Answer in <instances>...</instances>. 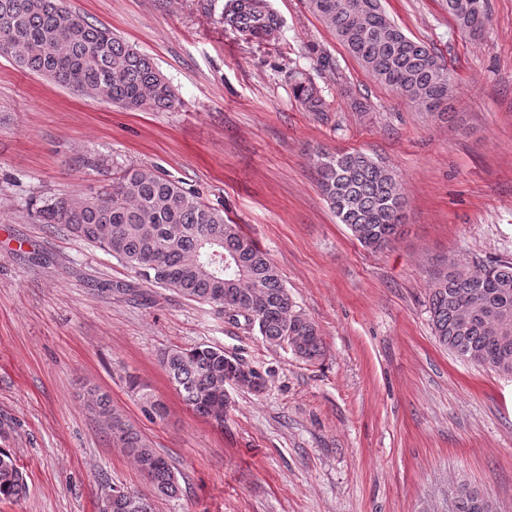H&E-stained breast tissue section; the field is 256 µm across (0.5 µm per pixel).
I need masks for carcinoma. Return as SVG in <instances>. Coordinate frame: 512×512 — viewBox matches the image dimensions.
<instances>
[{
	"mask_svg": "<svg viewBox=\"0 0 512 512\" xmlns=\"http://www.w3.org/2000/svg\"><path fill=\"white\" fill-rule=\"evenodd\" d=\"M447 0L448 15L462 33L479 35L490 21L488 0H473L469 14ZM224 27L248 40H263L281 27L268 0H227ZM318 18L376 81L401 98L443 114L448 106V68L423 43L408 36L382 0H307ZM0 56L24 70L73 88L92 102L127 110L170 109L178 101L154 61L112 30L64 7L63 0H0ZM294 97L310 112L329 108L310 77L292 72ZM319 189L340 223L371 251L387 248L401 232L406 200L394 174L362 151L313 154ZM43 223L123 259L149 285L172 288L206 303L224 318L257 330L271 347L312 362L324 353L317 325L295 304L275 265L224 211L199 200L179 182L151 168H132L96 197L75 195L39 210ZM482 273L456 265L437 272L428 306L438 343L459 357L512 376V259L481 263ZM159 365L183 401L210 422L224 426V350L211 346L171 348ZM129 388L141 409L162 418L167 410L136 379ZM90 408L104 418L112 438L133 460L150 493L106 487L101 512H154L153 499L180 491L173 467L112 406L103 392ZM23 471L9 448H0V502L27 493ZM452 512H495L467 484L451 491Z\"/></svg>",
	"mask_w": 512,
	"mask_h": 512,
	"instance_id": "carcinoma-1",
	"label": "carcinoma"
}]
</instances>
